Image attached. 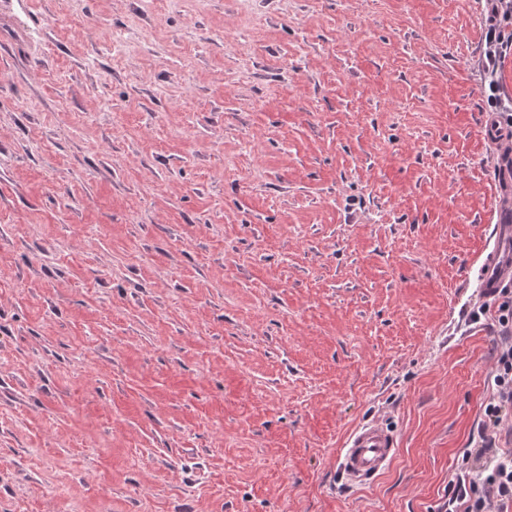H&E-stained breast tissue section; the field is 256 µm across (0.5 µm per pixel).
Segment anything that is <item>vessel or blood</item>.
Returning <instances> with one entry per match:
<instances>
[{
    "instance_id": "b4317fda",
    "label": "vessel or blood",
    "mask_w": 512,
    "mask_h": 512,
    "mask_svg": "<svg viewBox=\"0 0 512 512\" xmlns=\"http://www.w3.org/2000/svg\"><path fill=\"white\" fill-rule=\"evenodd\" d=\"M495 164L502 199L493 213L495 231L485 246L477 279L485 298H497L512 290V152H498ZM397 439L386 426L366 422L348 437L341 451L336 473L352 487L373 482L396 455Z\"/></svg>"
}]
</instances>
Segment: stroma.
<instances>
[{"label": "stroma", "mask_w": 512, "mask_h": 512, "mask_svg": "<svg viewBox=\"0 0 512 512\" xmlns=\"http://www.w3.org/2000/svg\"><path fill=\"white\" fill-rule=\"evenodd\" d=\"M0 512H445L512 327L487 0H0ZM366 421L398 436L335 481ZM512 152L499 150L496 155L497 180L502 196L493 213L495 231L485 246L477 279L486 299H495L503 291L512 290ZM397 439L386 426L366 422L358 426L342 448L336 473L351 487L373 482L396 455Z\"/></svg>", "instance_id": "obj_1"}]
</instances>
